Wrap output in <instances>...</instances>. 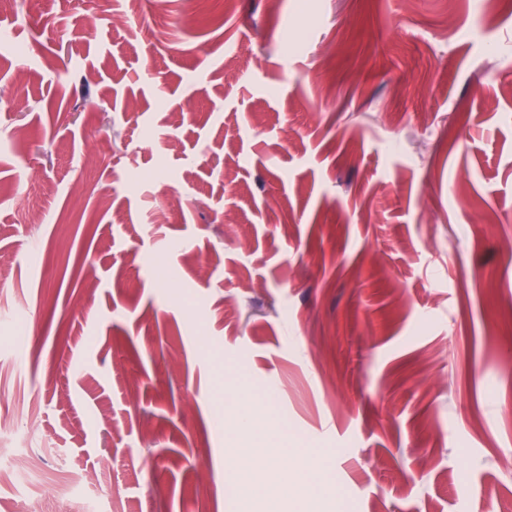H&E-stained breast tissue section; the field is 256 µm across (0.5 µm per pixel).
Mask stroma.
Masks as SVG:
<instances>
[{
    "instance_id": "obj_1",
    "label": "stroma",
    "mask_w": 512,
    "mask_h": 512,
    "mask_svg": "<svg viewBox=\"0 0 512 512\" xmlns=\"http://www.w3.org/2000/svg\"><path fill=\"white\" fill-rule=\"evenodd\" d=\"M0 28V512H237L231 395L288 423L280 467L328 456L322 512H512V10L0 0Z\"/></svg>"
}]
</instances>
